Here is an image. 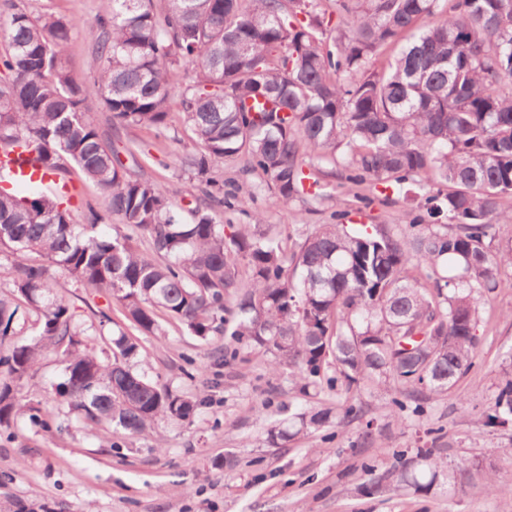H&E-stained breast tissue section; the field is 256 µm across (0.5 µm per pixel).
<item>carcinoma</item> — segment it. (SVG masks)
<instances>
[{
	"label": "carcinoma",
	"instance_id": "carcinoma-1",
	"mask_svg": "<svg viewBox=\"0 0 512 512\" xmlns=\"http://www.w3.org/2000/svg\"><path fill=\"white\" fill-rule=\"evenodd\" d=\"M314 2L102 0L91 83L64 65L75 22L14 4L0 13V145L22 143L45 174L69 183L74 168L100 190L75 224L64 196L0 172V253L10 258L0 272V429L28 410L58 432L75 413L88 426L137 435L189 421L203 404L135 370L133 334L119 330L107 352L84 344L71 306L51 295L56 268L112 294L142 335H164L161 312L201 341L231 337L226 362L272 354L273 367L296 369L304 394L395 384L421 413L473 366L480 308L499 268L512 265V248L493 245L494 224L512 223L500 210L512 195V0H448L433 24L424 20L438 0H337L344 28L334 37ZM398 43L376 69L375 57ZM186 64L198 75L184 87L175 77ZM176 95L195 143L180 168L204 185L188 210L169 188L131 173L87 117L98 104L116 133L161 130ZM343 145L348 184L419 177L447 191L426 193L403 227L314 224L291 249L261 229L259 213L248 224L216 221L232 206L211 177L224 160L245 158L286 205L309 193L303 156L336 165ZM112 217L113 233L98 231ZM24 308L37 318L20 342ZM47 352L63 366L59 422L18 397ZM332 418L331 408H300L274 422L268 439L286 446ZM482 421H512L511 377ZM387 480L424 495L455 485L431 448L396 454L365 491Z\"/></svg>",
	"mask_w": 512,
	"mask_h": 512
}]
</instances>
